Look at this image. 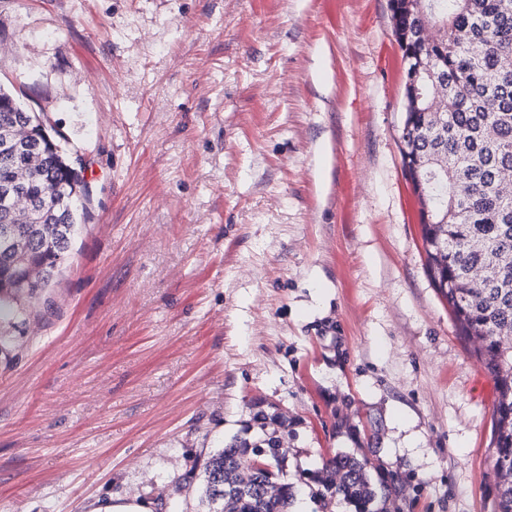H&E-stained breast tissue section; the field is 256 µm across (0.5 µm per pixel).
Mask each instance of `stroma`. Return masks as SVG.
<instances>
[{
  "label": "stroma",
  "instance_id": "obj_1",
  "mask_svg": "<svg viewBox=\"0 0 512 512\" xmlns=\"http://www.w3.org/2000/svg\"><path fill=\"white\" fill-rule=\"evenodd\" d=\"M390 0H0V86L90 204L0 354V512H205L279 413L309 512L347 452L402 512H494L497 391L427 272ZM87 512H154L153 509L144 501H120L109 499L106 502H100L97 506L88 509Z\"/></svg>",
  "mask_w": 512,
  "mask_h": 512
}]
</instances>
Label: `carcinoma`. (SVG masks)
Listing matches in <instances>:
<instances>
[{
    "instance_id": "1",
    "label": "carcinoma",
    "mask_w": 512,
    "mask_h": 512,
    "mask_svg": "<svg viewBox=\"0 0 512 512\" xmlns=\"http://www.w3.org/2000/svg\"><path fill=\"white\" fill-rule=\"evenodd\" d=\"M425 16L390 0L398 29L410 32L407 55L423 72L433 67L438 85L420 82L418 107L401 141L425 168L448 160L431 189L437 201L436 223L424 225L427 271L448 300L460 334L480 344L498 400L493 411L495 462L512 471V0H425ZM441 28L431 39L425 22ZM28 129L20 150L0 152V184L12 181L29 196L38 222L22 232L33 248L19 263L0 239V320L27 313L26 301L54 304L52 290L81 229L87 209L71 205L87 189L59 141L46 139L40 115L0 89V138ZM31 267L42 277L28 279ZM257 441L233 440L208 459L198 478L208 512L231 494L232 512H288L292 486L281 480L285 457L278 451L279 429L266 425ZM270 465L252 473L253 488L238 484L237 470L256 458ZM326 476L312 495L341 496L355 512L392 496L391 486L374 484L367 462L346 453L327 461ZM275 484L267 497L260 489ZM495 512H512V481L498 484Z\"/></svg>"
}]
</instances>
